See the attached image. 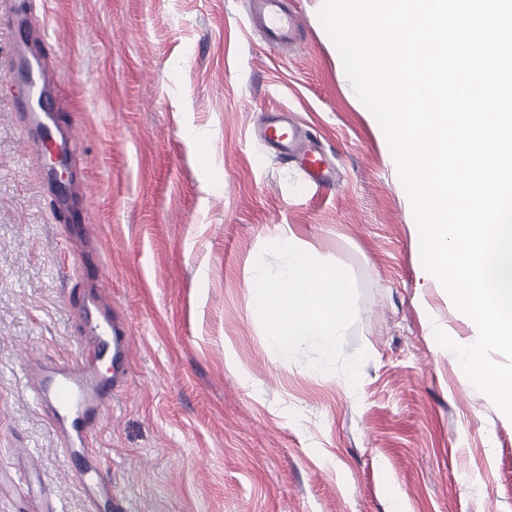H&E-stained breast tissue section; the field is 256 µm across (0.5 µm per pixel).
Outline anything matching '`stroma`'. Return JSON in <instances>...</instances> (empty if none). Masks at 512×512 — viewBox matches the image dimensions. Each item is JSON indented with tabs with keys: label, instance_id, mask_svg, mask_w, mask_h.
I'll list each match as a JSON object with an SVG mask.
<instances>
[{
	"label": "stroma",
	"instance_id": "1",
	"mask_svg": "<svg viewBox=\"0 0 512 512\" xmlns=\"http://www.w3.org/2000/svg\"><path fill=\"white\" fill-rule=\"evenodd\" d=\"M28 55L54 62L50 111L80 153L50 181L26 150L0 17V512H512V420L435 340L473 328L424 279L419 232L374 115L318 20L281 49L249 0H16ZM326 158L309 187L255 140L276 112ZM347 268L357 384L279 354L248 281L281 231ZM128 327L126 381L88 446L111 498L89 504L36 406L31 370L76 364L93 272Z\"/></svg>",
	"mask_w": 512,
	"mask_h": 512
}]
</instances>
